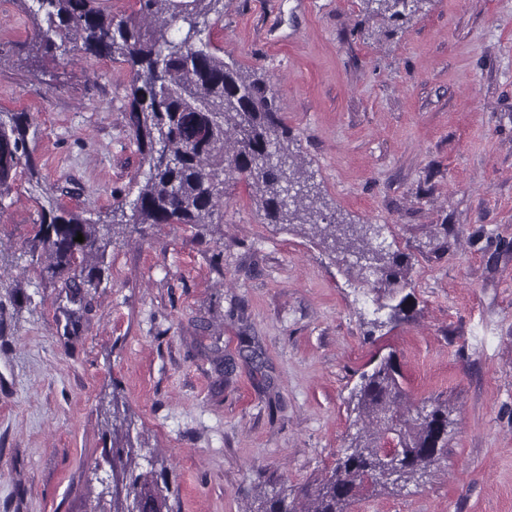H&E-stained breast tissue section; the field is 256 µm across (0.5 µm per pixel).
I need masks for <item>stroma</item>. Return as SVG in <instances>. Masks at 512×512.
<instances>
[{
  "label": "stroma",
  "mask_w": 512,
  "mask_h": 512,
  "mask_svg": "<svg viewBox=\"0 0 512 512\" xmlns=\"http://www.w3.org/2000/svg\"><path fill=\"white\" fill-rule=\"evenodd\" d=\"M213 45L269 79L324 217L380 227L406 256L409 307L372 327L371 295L310 227L267 223L233 181L221 224L117 239L78 326L43 260L6 267L0 303V512H84L112 398L167 467L173 512H245L333 468L351 391L394 354L408 400L447 401L448 458L350 512H512V0H224ZM0 0V112L29 113L42 188L107 218L144 174L125 64L37 54ZM0 217L20 248L40 219L26 177ZM223 364H216L213 347ZM373 12L394 10L393 16L403 18L416 11L418 0H366ZM376 5L372 6V5Z\"/></svg>",
  "instance_id": "obj_1"
}]
</instances>
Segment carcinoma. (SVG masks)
I'll list each match as a JSON object with an SVG mask.
<instances>
[{
  "label": "carcinoma",
  "instance_id": "carcinoma-1",
  "mask_svg": "<svg viewBox=\"0 0 512 512\" xmlns=\"http://www.w3.org/2000/svg\"><path fill=\"white\" fill-rule=\"evenodd\" d=\"M37 30L38 49H59L62 41L82 42L87 56L108 57L126 64L132 74L128 127L142 160L146 182L129 206L112 210L120 221L99 224L65 207L53 197L40 205L41 220L26 248L11 252V262L43 251L48 279L67 273L71 299L98 288L108 248L117 236L139 224L215 223L224 204V185L243 179L256 188L265 218L277 225H309L332 253L355 258L360 282L369 290L387 283L404 288L408 262L353 224H318L322 213L306 204L308 177L288 146V130L278 117L277 92L263 76L246 74L233 60L212 51L203 34L211 16L221 17L224 0H136L129 16L104 13L100 0H22ZM372 11H393L403 18L416 11L418 0H367ZM32 127L25 112L0 116V216L17 177L40 183L38 165L29 147ZM83 242H76L77 234ZM407 297L374 309L394 317L406 309ZM363 371L351 398L357 400L356 431L346 436L336 466L322 478L307 503L283 484L256 496L247 512H349L362 490L399 493L412 480L428 476L447 459L448 403L428 399L411 415L403 375L393 356L377 357ZM127 416L112 401V447L106 461L112 492L100 491L87 512H171V488L163 462L151 449L136 447L123 430ZM393 440L405 464L390 473L384 455ZM150 470L136 472L137 459Z\"/></svg>",
  "mask_w": 512,
  "mask_h": 512
}]
</instances>
